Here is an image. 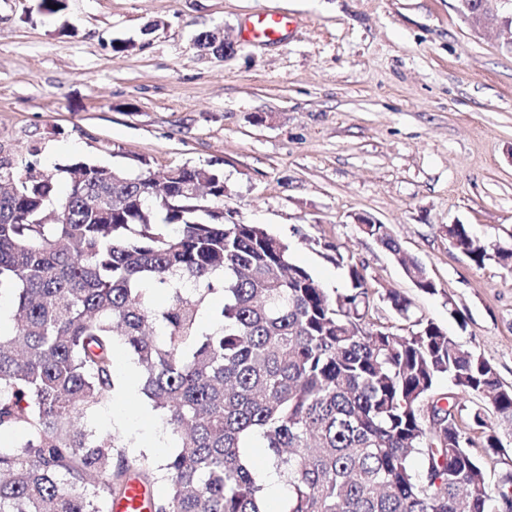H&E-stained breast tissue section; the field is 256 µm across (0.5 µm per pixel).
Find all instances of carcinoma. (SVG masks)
I'll use <instances>...</instances> for the list:
<instances>
[{"label": "carcinoma", "mask_w": 512, "mask_h": 512, "mask_svg": "<svg viewBox=\"0 0 512 512\" xmlns=\"http://www.w3.org/2000/svg\"><path fill=\"white\" fill-rule=\"evenodd\" d=\"M61 172L62 193L0 157V294L13 302L0 322V512H112L133 478L152 512H264L244 453L255 447L287 488L281 512H512L498 432H512V388L407 296L371 288L340 253L349 287L330 295L266 227L223 213L219 171ZM194 182L213 187L218 212L193 210ZM363 232L437 293L386 225ZM451 233L475 264L512 273L511 247L475 244L467 224ZM376 296L406 334L371 321ZM119 350L176 447L157 467L88 425L123 389Z\"/></svg>", "instance_id": "cac0c4a2"}]
</instances>
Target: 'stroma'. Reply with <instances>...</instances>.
Here are the masks:
<instances>
[{
	"label": "stroma",
	"mask_w": 512,
	"mask_h": 512,
	"mask_svg": "<svg viewBox=\"0 0 512 512\" xmlns=\"http://www.w3.org/2000/svg\"><path fill=\"white\" fill-rule=\"evenodd\" d=\"M0 0V156L46 173L76 161L216 169L224 207L262 224L324 288L408 296L512 387V274L448 242L469 225L512 245V51L474 32L454 0ZM288 15L274 45L248 44L257 11ZM223 32L231 57L198 47ZM127 45L114 52L117 42ZM387 225L438 288H415L356 224ZM144 403L121 392L95 424L152 465Z\"/></svg>",
	"instance_id": "obj_1"
}]
</instances>
